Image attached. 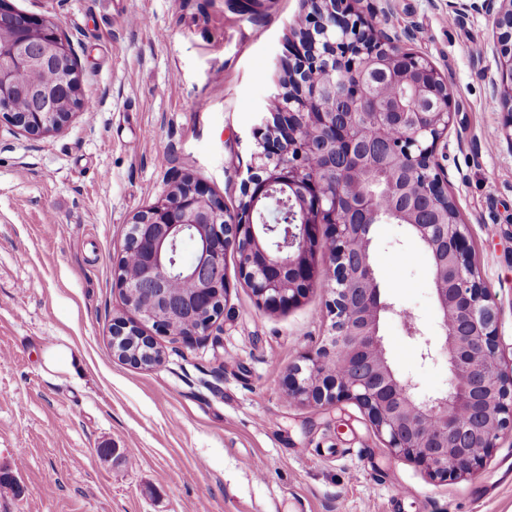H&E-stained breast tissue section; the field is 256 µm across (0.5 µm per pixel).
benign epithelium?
Wrapping results in <instances>:
<instances>
[{
    "label": "benign epithelium",
    "mask_w": 512,
    "mask_h": 512,
    "mask_svg": "<svg viewBox=\"0 0 512 512\" xmlns=\"http://www.w3.org/2000/svg\"><path fill=\"white\" fill-rule=\"evenodd\" d=\"M495 0H448L456 16L485 13L492 20V54L507 106L504 134L512 148V0L494 11ZM308 27L293 45L285 100L262 119L255 137L261 164L244 181L246 201L238 212L189 178L130 222L125 248L144 246L138 282L115 268V285L134 307V288L151 293L152 308L141 320L112 324L113 349L126 361L152 365L140 349L154 347L142 322L163 334L207 336L224 313L229 283L227 253H243L241 277L257 301L274 310L297 304L317 282L313 254L326 246L333 263L328 288L333 315L328 342L305 357L288 377L294 402L335 405L351 400L366 413L391 453L411 460L431 476L446 479L474 473L501 433L512 431V370L500 361L498 314L486 286L475 276L466 226L448 222L447 188L440 174L439 147L451 120L445 80L423 57L403 50L395 40L378 38L353 0H314ZM390 74L414 100L434 95L436 112H409L396 103L393 112L365 120L371 99L365 78ZM35 98L33 112H14L13 99ZM80 103V83L69 42L59 20L25 15L9 33L0 32V113L32 135L62 130ZM389 125L403 128L398 142H387ZM404 164L411 178H422L423 196L435 210L431 224L420 209L399 208L376 190L350 189L347 176L360 168ZM287 195L289 224L267 223L264 211L274 192ZM403 224L429 255L439 333L427 336L413 319L406 333L422 360L448 363V389L426 394L410 375L390 364L380 323L394 304L382 297L370 256L373 224ZM195 243L184 263L179 244ZM194 285L175 298V280Z\"/></svg>",
    "instance_id": "obj_1"
}]
</instances>
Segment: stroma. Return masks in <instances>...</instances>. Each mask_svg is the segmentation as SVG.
Segmentation results:
<instances>
[{"instance_id":"stroma-1","label":"stroma","mask_w":512,"mask_h":512,"mask_svg":"<svg viewBox=\"0 0 512 512\" xmlns=\"http://www.w3.org/2000/svg\"><path fill=\"white\" fill-rule=\"evenodd\" d=\"M240 2L8 0L59 18L95 108L41 136L0 117V475L14 480L0 483V512H512V436L473 474L443 480L394 457L355 402L289 400L290 370L331 334L324 250L316 286L283 311L256 301L228 253L231 290L210 335L156 336L153 366L113 354L114 318L134 315L114 283L132 216L187 177L237 211L258 163L254 131L310 4ZM355 7L448 83L439 162L510 365L512 148L489 18L453 16L448 0ZM372 239L397 308L381 324L389 358L443 392L446 360L422 362L401 318L439 330L429 256L401 224L374 225ZM51 345L74 367L50 369Z\"/></svg>"}]
</instances>
